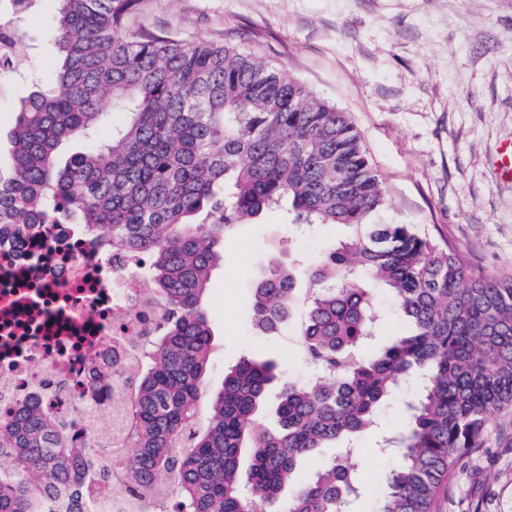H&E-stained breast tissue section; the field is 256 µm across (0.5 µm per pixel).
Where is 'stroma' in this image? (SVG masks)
Instances as JSON below:
<instances>
[{
    "label": "stroma",
    "mask_w": 512,
    "mask_h": 512,
    "mask_svg": "<svg viewBox=\"0 0 512 512\" xmlns=\"http://www.w3.org/2000/svg\"><path fill=\"white\" fill-rule=\"evenodd\" d=\"M59 8V0H38L26 23L32 79L0 78L1 156L20 101L52 73L56 50L44 25ZM135 24L187 43L232 44L288 69L350 113L388 190L377 222L428 226L475 265L512 277V181L494 169L501 146L512 142V0H145ZM347 234L338 224L300 234L274 209L225 241L206 301L207 392H218L225 369L244 356L271 357L284 378L313 381L294 326L275 338L253 330L250 291L271 258L312 262ZM412 389L403 383L358 438L360 496L351 512H374L383 494L396 455L381 437L403 427ZM492 425L496 442L462 465L439 512H512V416H495Z\"/></svg>",
    "instance_id": "35a3bbf8"
}]
</instances>
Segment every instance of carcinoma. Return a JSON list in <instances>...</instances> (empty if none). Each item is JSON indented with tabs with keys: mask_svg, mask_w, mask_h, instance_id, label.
Returning a JSON list of instances; mask_svg holds the SVG:
<instances>
[{
	"mask_svg": "<svg viewBox=\"0 0 512 512\" xmlns=\"http://www.w3.org/2000/svg\"><path fill=\"white\" fill-rule=\"evenodd\" d=\"M34 0H0L14 21ZM50 31L56 77L21 102L0 174V228L34 236L46 221L83 224L118 253L149 259L162 315L140 358L113 362V420L25 405L0 418V512H344L358 495L348 458L281 497L298 461L348 442L402 381L416 390L394 443L377 512H438L460 463L480 453L495 415L512 414V279L475 266L412 224H371L387 204L349 113L284 67L237 48L139 29L142 0H60ZM107 104L126 115L104 143ZM84 148L58 163L60 145ZM288 202L296 226L353 230L316 262L273 261L253 288V329L297 325L319 371L283 380L276 427L262 429L275 363L243 358L222 390L204 387L212 342L205 300L224 241ZM385 288L407 330L370 350ZM108 448H133L120 491Z\"/></svg>",
	"mask_w": 512,
	"mask_h": 512,
	"instance_id": "1",
	"label": "carcinoma"
}]
</instances>
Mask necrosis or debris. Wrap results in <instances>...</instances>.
I'll return each instance as SVG.
<instances>
[{"label":"necrosis or debris","instance_id":"necrosis-or-debris-1","mask_svg":"<svg viewBox=\"0 0 512 512\" xmlns=\"http://www.w3.org/2000/svg\"><path fill=\"white\" fill-rule=\"evenodd\" d=\"M145 258L113 257L68 224L0 241V406L112 405L100 374L154 318Z\"/></svg>","mask_w":512,"mask_h":512}]
</instances>
